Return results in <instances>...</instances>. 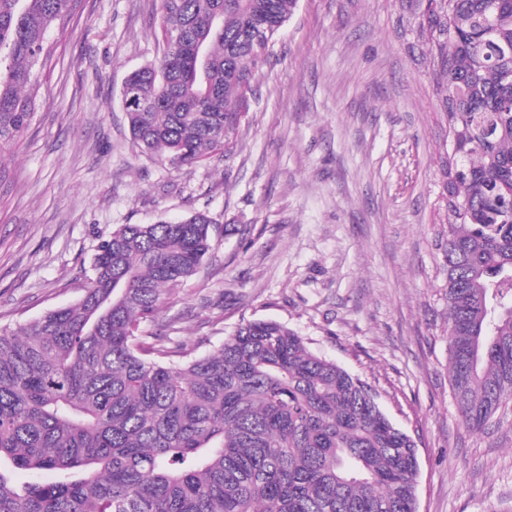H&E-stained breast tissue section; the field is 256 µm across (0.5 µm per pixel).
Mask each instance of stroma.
<instances>
[{"label": "stroma", "instance_id": "1", "mask_svg": "<svg viewBox=\"0 0 512 512\" xmlns=\"http://www.w3.org/2000/svg\"><path fill=\"white\" fill-rule=\"evenodd\" d=\"M160 0H77L0 156V328L84 293L100 239L196 212L213 251L156 321L200 356L242 322L295 330L418 445L417 512H512V404L461 421L435 242L444 126L395 0H297L231 157L162 168L130 139L127 76L163 52Z\"/></svg>", "mask_w": 512, "mask_h": 512}]
</instances>
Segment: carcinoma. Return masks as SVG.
Wrapping results in <instances>:
<instances>
[{
    "instance_id": "obj_1",
    "label": "carcinoma",
    "mask_w": 512,
    "mask_h": 512,
    "mask_svg": "<svg viewBox=\"0 0 512 512\" xmlns=\"http://www.w3.org/2000/svg\"><path fill=\"white\" fill-rule=\"evenodd\" d=\"M72 2L0 0V154L32 123ZM296 2L160 0L163 55L125 81L146 104L124 105L140 153L181 167L228 147ZM401 2L454 150L436 247L450 384L479 430L512 401V0ZM211 224L119 225L78 302L0 330V512H417L414 438L294 330L247 321L198 357L142 335L213 250Z\"/></svg>"
}]
</instances>
